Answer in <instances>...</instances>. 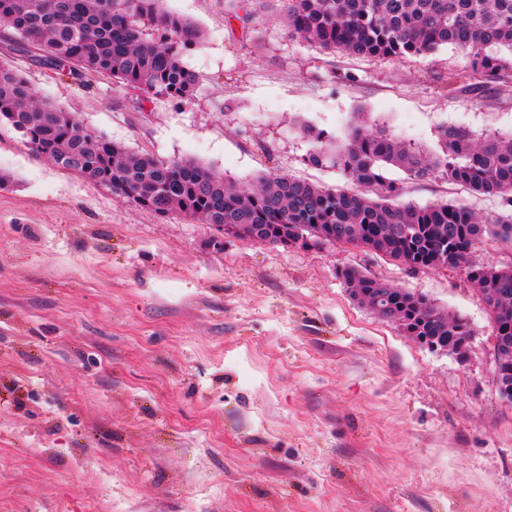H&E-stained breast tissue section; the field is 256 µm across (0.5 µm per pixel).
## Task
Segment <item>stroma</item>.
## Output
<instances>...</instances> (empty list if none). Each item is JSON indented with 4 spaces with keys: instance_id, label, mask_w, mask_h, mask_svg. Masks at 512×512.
I'll list each match as a JSON object with an SVG mask.
<instances>
[{
    "instance_id": "35a3bbf8",
    "label": "stroma",
    "mask_w": 512,
    "mask_h": 512,
    "mask_svg": "<svg viewBox=\"0 0 512 512\" xmlns=\"http://www.w3.org/2000/svg\"><path fill=\"white\" fill-rule=\"evenodd\" d=\"M204 34L194 99L139 104L0 40L39 97L135 153L238 185L311 165L306 127L357 119L431 147L444 125L512 136V90L448 47L410 61L288 37L284 0L249 25L224 0H160ZM0 512H512V401L489 312L463 269L411 270L352 245L305 250L160 219L57 167L0 123ZM402 202L501 198L406 178ZM346 267L426 296L473 330L464 357L421 346L350 296Z\"/></svg>"
}]
</instances>
